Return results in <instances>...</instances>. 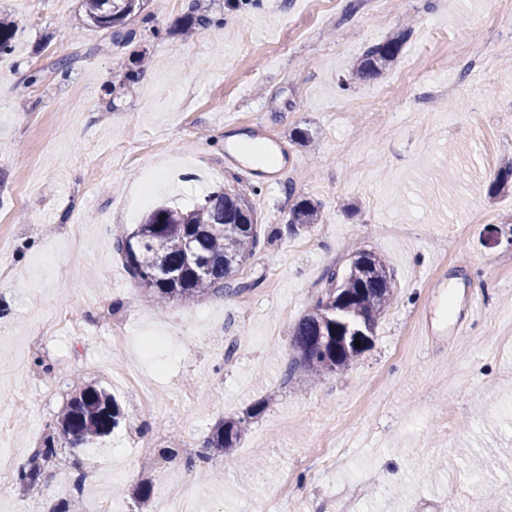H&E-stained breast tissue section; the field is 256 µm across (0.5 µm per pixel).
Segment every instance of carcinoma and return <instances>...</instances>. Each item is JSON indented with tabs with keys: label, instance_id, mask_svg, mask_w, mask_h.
<instances>
[{
	"label": "carcinoma",
	"instance_id": "1",
	"mask_svg": "<svg viewBox=\"0 0 512 512\" xmlns=\"http://www.w3.org/2000/svg\"><path fill=\"white\" fill-rule=\"evenodd\" d=\"M85 22L105 32L110 44L122 48L136 36L127 28L129 17L142 11L146 0H83ZM15 21L0 17V54L11 50ZM411 30L405 29L383 43L368 47L354 65L355 75L366 79L379 74L399 56ZM72 56H61L22 80L30 89L47 74L69 72ZM320 217V206L303 200L290 209L288 231L296 233ZM261 248L256 218L248 196L234 187L222 186L206 195L192 208L182 210L162 204L151 211L143 223L124 231L115 240L116 252L124 261L131 278L158 306L171 302L190 303L208 294L241 292L252 284L237 275ZM328 287L306 314L292 327L293 356L286 365L284 381L298 376L332 375L358 357L368 343L360 347H336L330 343L319 350L321 336L336 335V328L360 321L375 327L380 314L390 305L394 288L392 275L378 255L358 250L353 254L349 272L337 279L327 275ZM261 408L254 406L245 415L218 423L203 441L199 460L208 461L216 452L231 448L246 432L250 419ZM122 413L111 394L93 386L75 390L59 416L54 431L47 434L41 447L31 453L29 463L18 471V479L32 486L41 476V466L57 456L58 448H74L112 434Z\"/></svg>",
	"mask_w": 512,
	"mask_h": 512
}]
</instances>
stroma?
I'll return each mask as SVG.
<instances>
[{
    "label": "stroma",
    "mask_w": 512,
    "mask_h": 512,
    "mask_svg": "<svg viewBox=\"0 0 512 512\" xmlns=\"http://www.w3.org/2000/svg\"><path fill=\"white\" fill-rule=\"evenodd\" d=\"M210 24L187 36L196 16ZM0 512H56L91 473L82 512H137L172 487L185 512H512V16L502 0H147L123 48L83 0H0ZM412 35L380 76L365 49ZM160 29L162 38L151 35ZM492 51L483 68L463 62ZM75 61L21 94L28 71ZM461 92L442 106L433 83ZM190 98L193 109H172ZM274 144L280 174L228 165L227 137ZM231 183L265 244L249 289L157 309L113 247L159 204ZM310 199L318 224L286 233ZM394 297L368 348L318 381L284 382L290 332L354 248ZM114 395L104 444L59 449L15 480L76 388ZM236 448L189 466L211 428L256 403ZM174 448L164 458L162 449Z\"/></svg>",
    "instance_id": "obj_1"
}]
</instances>
